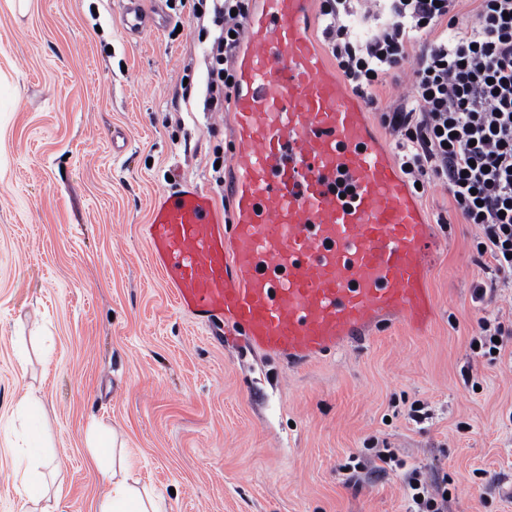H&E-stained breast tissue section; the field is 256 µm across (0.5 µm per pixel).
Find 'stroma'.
Here are the masks:
<instances>
[{"label":"stroma","instance_id":"35a3bbf8","mask_svg":"<svg viewBox=\"0 0 512 512\" xmlns=\"http://www.w3.org/2000/svg\"><path fill=\"white\" fill-rule=\"evenodd\" d=\"M120 3L32 0L20 16L0 0V512L30 509L9 443L27 392L50 461L41 512H94L93 429L117 432L169 512H406L376 448L446 483L448 512H512V284L478 255L481 228L427 184L429 325L387 320L302 367L180 310L142 226L172 182L228 210L211 164L231 145L203 109L209 41L192 15L167 8L132 35ZM409 77L387 76L366 108L389 150L382 113ZM482 318L501 353L473 351Z\"/></svg>","mask_w":512,"mask_h":512}]
</instances>
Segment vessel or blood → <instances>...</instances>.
Masks as SVG:
<instances>
[{
	"instance_id": "b4317fda",
	"label": "vessel or blood",
	"mask_w": 512,
	"mask_h": 512,
	"mask_svg": "<svg viewBox=\"0 0 512 512\" xmlns=\"http://www.w3.org/2000/svg\"><path fill=\"white\" fill-rule=\"evenodd\" d=\"M144 2L121 0L126 30L147 27ZM309 19V0H260L246 19L228 218L184 184L156 196L143 227L180 309L230 319L258 349L301 359L364 339L382 316L425 326L436 242Z\"/></svg>"
}]
</instances>
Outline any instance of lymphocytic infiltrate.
<instances>
[{"label": "lymphocytic infiltrate", "mask_w": 512, "mask_h": 512, "mask_svg": "<svg viewBox=\"0 0 512 512\" xmlns=\"http://www.w3.org/2000/svg\"><path fill=\"white\" fill-rule=\"evenodd\" d=\"M178 2L212 7L205 108L224 111L252 0ZM477 2L465 28L457 0H389V22L360 41L347 23L349 0H322L323 34L351 90L365 97L402 64L410 45L420 44L408 98L382 115L399 169L414 183H443L455 212L481 226L495 271L512 276V0ZM440 28L445 37L437 36ZM404 484L412 512H446L444 490L419 469Z\"/></svg>", "instance_id": "1"}]
</instances>
